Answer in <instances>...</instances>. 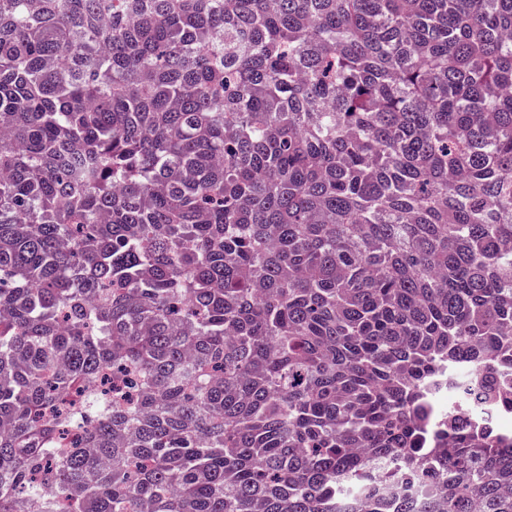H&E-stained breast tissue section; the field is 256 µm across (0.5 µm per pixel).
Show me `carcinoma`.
<instances>
[{
    "label": "carcinoma",
    "mask_w": 512,
    "mask_h": 512,
    "mask_svg": "<svg viewBox=\"0 0 512 512\" xmlns=\"http://www.w3.org/2000/svg\"><path fill=\"white\" fill-rule=\"evenodd\" d=\"M449 370L512 371V0H0V512H512Z\"/></svg>",
    "instance_id": "1"
}]
</instances>
